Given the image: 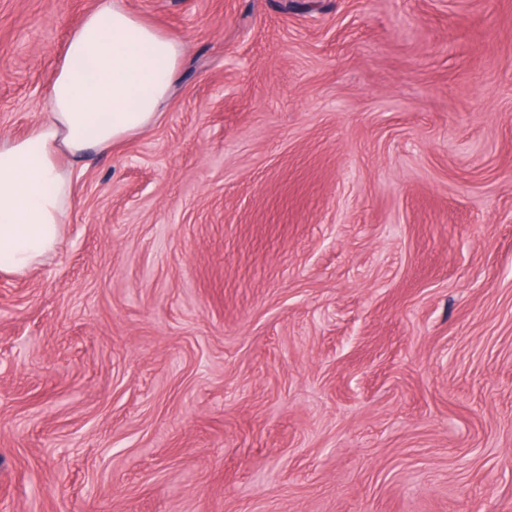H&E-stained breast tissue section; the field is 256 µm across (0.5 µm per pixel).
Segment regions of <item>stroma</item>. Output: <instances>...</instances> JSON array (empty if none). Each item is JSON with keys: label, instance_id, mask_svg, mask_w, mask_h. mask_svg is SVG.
<instances>
[{"label": "stroma", "instance_id": "stroma-1", "mask_svg": "<svg viewBox=\"0 0 512 512\" xmlns=\"http://www.w3.org/2000/svg\"><path fill=\"white\" fill-rule=\"evenodd\" d=\"M94 0H0V137ZM186 53L0 272V512H512V0H125Z\"/></svg>", "mask_w": 512, "mask_h": 512}]
</instances>
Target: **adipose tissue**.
<instances>
[{
	"instance_id": "1",
	"label": "adipose tissue",
	"mask_w": 512,
	"mask_h": 512,
	"mask_svg": "<svg viewBox=\"0 0 512 512\" xmlns=\"http://www.w3.org/2000/svg\"><path fill=\"white\" fill-rule=\"evenodd\" d=\"M183 56L124 0H96L60 54L46 113L0 138V271L23 274L61 246L73 210L72 172L154 123Z\"/></svg>"
}]
</instances>
